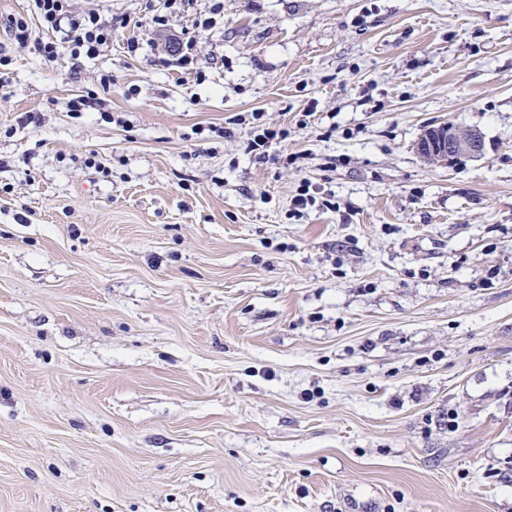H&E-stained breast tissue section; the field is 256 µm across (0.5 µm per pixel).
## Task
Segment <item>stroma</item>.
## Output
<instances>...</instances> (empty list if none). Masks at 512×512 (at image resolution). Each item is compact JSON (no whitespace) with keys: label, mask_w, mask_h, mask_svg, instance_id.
I'll return each mask as SVG.
<instances>
[{"label":"stroma","mask_w":512,"mask_h":512,"mask_svg":"<svg viewBox=\"0 0 512 512\" xmlns=\"http://www.w3.org/2000/svg\"><path fill=\"white\" fill-rule=\"evenodd\" d=\"M216 1L163 68L141 0L51 64L0 0V512H512V0ZM174 38L173 45L176 47V51L172 52V47H167L166 52L163 54L164 57H159V62L166 66H176L185 68L194 62L195 55L193 54V46L191 40L183 41ZM253 137L247 140L245 152L257 159H269L268 149L273 143L288 140V128L277 126L256 125ZM418 151L428 157L443 158L448 165L460 158L478 157L484 152V140L474 130L462 133L448 124L427 129L417 143ZM321 187V185L305 182L300 193L296 194L290 201V211L301 214L308 207L317 206L322 210L336 212L339 207L336 205L334 195Z\"/></svg>","instance_id":"stroma-1"}]
</instances>
